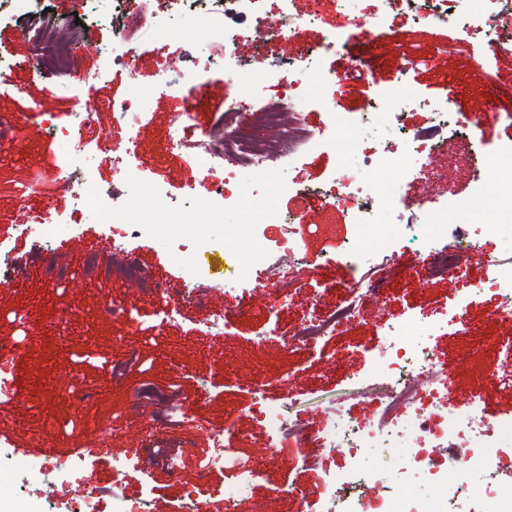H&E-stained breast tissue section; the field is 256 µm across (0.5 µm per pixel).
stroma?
Masks as SVG:
<instances>
[{
    "label": "stroma",
    "instance_id": "1",
    "mask_svg": "<svg viewBox=\"0 0 512 512\" xmlns=\"http://www.w3.org/2000/svg\"><path fill=\"white\" fill-rule=\"evenodd\" d=\"M321 3L311 16L306 0H295L287 19L276 0H260L244 14L227 0L224 22L237 36L232 51L239 70L252 67L257 29L277 32L265 43V78L245 89L228 79L223 51L193 28L178 0H152L148 6L133 40V75L106 57L119 39L108 0L95 7L89 0H43L52 15H75L85 23L82 36L71 41L73 61L63 79L24 68L31 47L28 22L0 24V41L18 62L0 84V116L13 124L0 138V272L11 271L13 279L12 287L0 286V341L12 347L16 361L15 382L0 395V466H10L21 448L39 462L79 452L84 470L78 484L108 491L117 482L127 497H145L162 512H179L186 490L202 473L201 459L212 449L211 433L226 431L231 451L259 474L249 493L251 512H277L285 491L291 512H326L324 501L300 492L344 472L347 459L288 435L269 448L251 409L257 394H264L315 431L341 398L351 417L366 420L373 407L352 372L381 346L389 322L416 323L414 340L433 350L438 371L452 381L453 399H479L488 427L512 418V371L499 350L500 342L512 337V320H501L497 300L480 290L489 272L485 257L502 258L497 272L512 278V240L480 235L476 213L490 200L494 183L470 167L472 156L485 151L504 162L503 150L512 146V53L473 55L471 47L487 45L483 33L466 29L458 17L432 25L399 0ZM380 11L386 14L384 29L368 41L361 26ZM336 29L345 33L343 47L314 60L336 80L319 90L317 103L300 106L322 147L275 168L268 182L251 169H239L251 191V211H227L218 223L173 229V213L187 211L201 180L224 179L223 167H200L199 144L223 112L225 98L242 92L276 99L284 82L305 72L304 63H291L287 42L313 49ZM194 76L205 82L206 95L190 109L180 132L183 147L174 149L169 144L174 116L185 109L179 90ZM396 77L411 99L399 121L348 129L347 138L359 149L339 154L330 145L336 135L331 113L365 111ZM135 79L153 85L155 95L148 110L132 118L120 115L115 105ZM441 100L451 111L480 119L481 131L447 134L440 152L412 135L430 128V105ZM56 126L81 129V154L66 155L52 133ZM386 146L422 166L407 180L408 193L448 210L447 223L434 229L435 248L457 246L462 233H472L475 257L460 276L426 277L427 255L413 240L412 226L420 219L415 208L377 209V231L365 239L347 205L320 207L317 195L334 176L358 175L364 152ZM130 150L143 165L138 191L162 196L168 210L123 238L100 222L99 212L130 210L134 191L121 162ZM441 166L454 168L452 180H434L432 170ZM87 176L98 185L99 205L77 195L79 179ZM275 181L288 182L292 193L273 195ZM270 200L282 223H255L256 211ZM310 209L315 215L309 221ZM47 210L53 216L47 235L18 232V224ZM195 234L215 247L211 261L197 266L188 262ZM264 236L285 242L290 254L280 257L274 248L253 255L252 264L271 269V279L239 281L221 248ZM117 243L149 279L170 273L198 282L197 303L131 290L122 269L109 264ZM91 253L92 268L86 263ZM71 274L81 280L76 295L64 284ZM364 274L385 278L389 295L382 304L364 305L316 346L284 344L282 331L320 312L322 285L347 288ZM461 293L467 296L465 322L447 326L439 313ZM108 301L116 313L107 322L100 311ZM274 303L281 306L275 323L264 310ZM217 315L224 320L220 336L208 329ZM145 385L176 392L185 423L177 428L154 423L152 406L138 400ZM96 432L103 435L97 447L82 450L85 437ZM114 438L137 456L136 466L120 475L112 463ZM164 449L178 453V476L163 468Z\"/></svg>",
    "mask_w": 512,
    "mask_h": 512
}]
</instances>
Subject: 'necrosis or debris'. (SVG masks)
I'll return each instance as SVG.
<instances>
[{
	"mask_svg": "<svg viewBox=\"0 0 512 512\" xmlns=\"http://www.w3.org/2000/svg\"><path fill=\"white\" fill-rule=\"evenodd\" d=\"M197 9L200 28L213 41L227 44L224 53L226 74L246 84L252 77L238 74L230 46L235 38L224 24L223 0H212L202 9L198 0H183ZM427 7L430 23L448 21V6L456 4L469 25L484 32L492 51L512 53V42L503 40L504 29H512V0H481L480 10L470 8L471 0H405ZM325 75L288 81L279 98L260 103L233 96L224 103V113L208 132L203 164L223 161L224 180L204 183L195 196L188 218L192 224L211 223L225 208L244 209L247 191L236 177L239 168L254 169L260 177H269V163L293 160L317 146L313 132L306 128L299 105L308 98L307 90L319 87ZM364 162L380 171L381 180L366 185L358 204L355 221L370 225L373 204L401 199L399 176L406 162L398 155L371 151ZM385 295L382 280L359 278L343 300L326 303L322 313L309 323L283 334L291 344H314L334 334L366 302H378ZM364 377H382L377 407L366 421L359 422L335 406L325 414L317 434H309L302 423L287 419L282 405L258 398L253 414L267 430L269 438L290 432L300 439H313L318 447L344 454L348 468L340 475L326 477L313 489V496L329 504V512H450V505L468 489L475 492L472 512H512V421L503 422L498 431H490L478 420L479 405L465 401L447 410L441 397L447 381L437 371L428 350L417 348L404 327L388 326L383 346L374 352ZM214 448L206 457L204 472L218 471L229 480L220 489L199 483L187 489L182 512H202L208 497L220 494L233 501H245L256 474L253 470L230 464L226 456L223 432L213 435ZM393 463L401 479L421 474L439 488L438 494L406 495L400 489L379 485V465ZM58 475L54 490L44 491L38 482L42 469L36 461L20 458L11 469L21 475V493L0 501V512H104L101 497L94 492H77L71 477L81 466L76 455L59 456L52 461Z\"/></svg>",
	"mask_w": 512,
	"mask_h": 512,
	"instance_id": "4bbe7bcc",
	"label": "necrosis or debris"
}]
</instances>
